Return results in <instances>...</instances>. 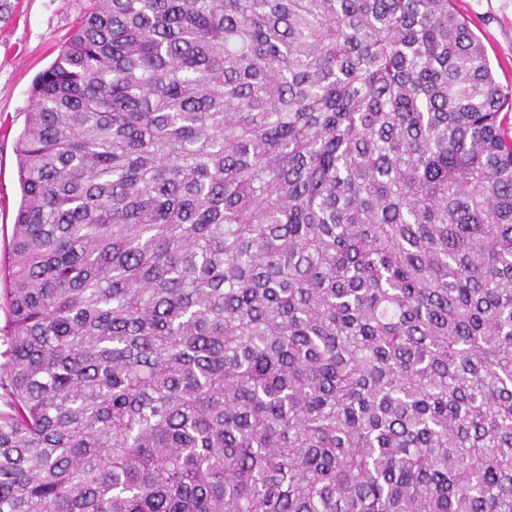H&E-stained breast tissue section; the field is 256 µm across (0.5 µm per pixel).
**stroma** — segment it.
Here are the masks:
<instances>
[{"mask_svg":"<svg viewBox=\"0 0 512 512\" xmlns=\"http://www.w3.org/2000/svg\"><path fill=\"white\" fill-rule=\"evenodd\" d=\"M0 20V265L8 263L20 200L16 139L29 110L34 76L57 56L89 0H11ZM487 49L498 81L512 92V0H457Z\"/></svg>","mask_w":512,"mask_h":512,"instance_id":"35a3bbf8","label":"stroma"}]
</instances>
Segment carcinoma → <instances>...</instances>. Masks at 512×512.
I'll return each mask as SVG.
<instances>
[{
  "label": "carcinoma",
  "mask_w": 512,
  "mask_h": 512,
  "mask_svg": "<svg viewBox=\"0 0 512 512\" xmlns=\"http://www.w3.org/2000/svg\"><path fill=\"white\" fill-rule=\"evenodd\" d=\"M29 102L0 512H512V96L455 0H91Z\"/></svg>",
  "instance_id": "cac0c4a2"
}]
</instances>
